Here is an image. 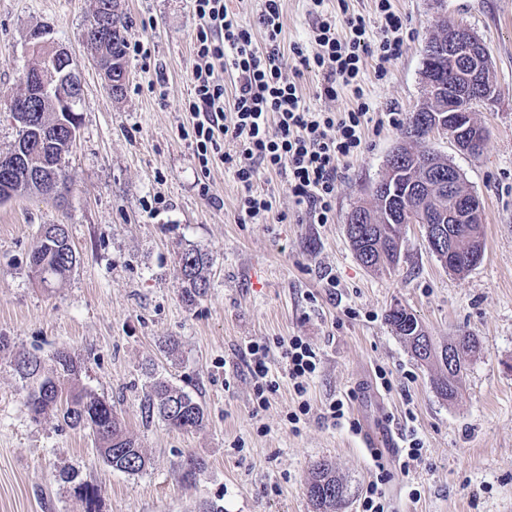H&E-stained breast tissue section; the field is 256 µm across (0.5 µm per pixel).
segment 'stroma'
I'll use <instances>...</instances> for the list:
<instances>
[{
	"label": "stroma",
	"mask_w": 512,
	"mask_h": 512,
	"mask_svg": "<svg viewBox=\"0 0 512 512\" xmlns=\"http://www.w3.org/2000/svg\"><path fill=\"white\" fill-rule=\"evenodd\" d=\"M121 7L129 40L148 44L151 57H129L117 98L82 38L94 0H0V153L16 137L6 103L22 91L32 29L69 49L82 85L65 204L36 196L0 204V336L46 363L56 349H70L84 363L82 386L112 404L149 464L135 475L113 470L88 432L52 411L32 420L29 384L12 356L0 354V512H86L58 478L67 467L100 488L96 512H201L207 502L224 512H315L306 483L319 460L348 486L342 512H361L380 462L394 512H512V0H395L410 33L406 50L385 79L366 86L376 110L410 117L424 100L422 49L435 17L464 24L486 45L499 95L474 114L487 132L482 156L460 152L449 135L431 137L483 207L484 255L464 275L442 267L418 224L403 226L394 269L370 271L354 255L347 216L369 199L402 144L397 127L370 133L341 169L334 223H298L277 178L258 186L275 195L287 222L240 223L232 169L202 174L181 136L194 66L192 0H121ZM282 8L285 44L306 43L312 0H283ZM203 179L207 199L198 192ZM46 224L68 225L79 257L76 271L48 288L28 267ZM191 245L212 264L207 295L189 307L175 268ZM397 304L435 345L462 329L478 337L456 400L437 395V364L417 360L392 332L386 316ZM167 336L179 340L171 354L161 346ZM288 336L303 337L320 357L301 397L283 375L277 340ZM251 341L269 346L281 376L263 408L243 354ZM381 368L390 389L376 377ZM156 378L202 403L201 429L142 418L141 399ZM337 398L359 423L416 428L420 459L405 468L397 455L375 458L348 421L327 418ZM303 401L310 410L291 426L288 415ZM191 455L206 467L186 486L178 465Z\"/></svg>",
	"instance_id": "1"
}]
</instances>
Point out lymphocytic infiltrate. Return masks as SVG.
Returning <instances> with one entry per match:
<instances>
[{"instance_id":"f902f5d3","label":"lymphocytic infiltrate","mask_w":512,"mask_h":512,"mask_svg":"<svg viewBox=\"0 0 512 512\" xmlns=\"http://www.w3.org/2000/svg\"><path fill=\"white\" fill-rule=\"evenodd\" d=\"M374 19L350 11L347 0L339 10L318 12L310 47L281 44V0H262L257 25L229 13L224 0H193L198 23L191 39L195 65L192 91L184 102L190 114L183 135L201 170L214 162L232 167L242 187L238 200L241 223L285 222L275 198L257 190L260 175L282 177L298 215L330 224L336 215V188L344 162L366 146L370 126H399L401 115L391 111L373 118L366 95L368 78L383 80L388 66L406 46V26L392 0H373ZM234 77L225 91L221 72ZM320 76L319 94L335 98L347 89L351 106L344 112L315 111L307 106L301 82ZM249 373L256 382L258 405H266L279 381L269 366L268 348L247 346ZM288 378L297 395L317 369L316 354L300 337L289 338L283 352Z\"/></svg>"}]
</instances>
